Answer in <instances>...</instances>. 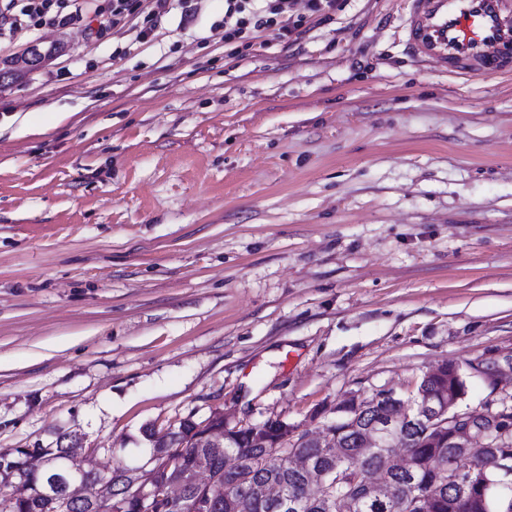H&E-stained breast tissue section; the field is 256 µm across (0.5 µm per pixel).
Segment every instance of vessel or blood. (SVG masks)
<instances>
[{"label":"vessel or blood","mask_w":512,"mask_h":512,"mask_svg":"<svg viewBox=\"0 0 512 512\" xmlns=\"http://www.w3.org/2000/svg\"><path fill=\"white\" fill-rule=\"evenodd\" d=\"M402 29L413 56L443 71L512 73V0H408Z\"/></svg>","instance_id":"vessel-or-blood-1"}]
</instances>
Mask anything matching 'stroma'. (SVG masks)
<instances>
[{
  "mask_svg": "<svg viewBox=\"0 0 512 512\" xmlns=\"http://www.w3.org/2000/svg\"><path fill=\"white\" fill-rule=\"evenodd\" d=\"M405 0L231 53L224 0L85 27L0 87V449L303 425L344 394L512 352V76L417 62ZM152 7L144 19V26L137 33L136 38L147 40L150 36H155L158 27L161 25L162 18L168 15L172 10V0H150Z\"/></svg>",
  "mask_w": 512,
  "mask_h": 512,
  "instance_id": "obj_1",
  "label": "stroma"
}]
</instances>
